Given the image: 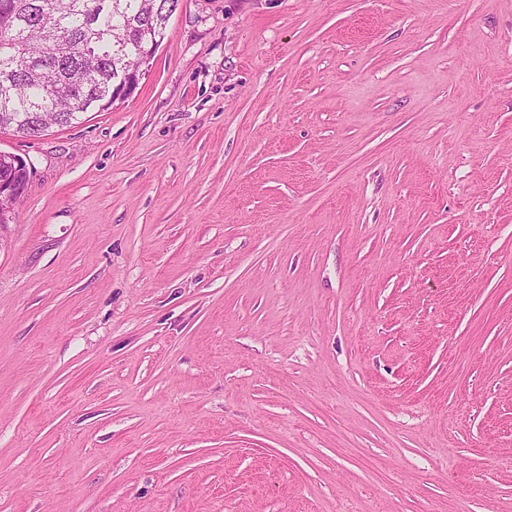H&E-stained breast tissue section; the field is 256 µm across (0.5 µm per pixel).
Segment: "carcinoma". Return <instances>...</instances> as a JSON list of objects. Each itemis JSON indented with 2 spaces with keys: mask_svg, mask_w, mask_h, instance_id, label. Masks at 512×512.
Wrapping results in <instances>:
<instances>
[{
  "mask_svg": "<svg viewBox=\"0 0 512 512\" xmlns=\"http://www.w3.org/2000/svg\"><path fill=\"white\" fill-rule=\"evenodd\" d=\"M172 0H0V130L36 138L118 100L117 77L148 66ZM30 171L0 153V181Z\"/></svg>",
  "mask_w": 512,
  "mask_h": 512,
  "instance_id": "obj_1",
  "label": "carcinoma"
}]
</instances>
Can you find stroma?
<instances>
[{"label":"stroma","instance_id":"stroma-1","mask_svg":"<svg viewBox=\"0 0 512 512\" xmlns=\"http://www.w3.org/2000/svg\"><path fill=\"white\" fill-rule=\"evenodd\" d=\"M0 151V512H512V0H179ZM13 157L14 156L10 154L0 153V181H8L12 183L28 182L30 171H28L27 167H29V165L23 158L15 156L17 165H24L26 166V169L23 167H17Z\"/></svg>","mask_w":512,"mask_h":512}]
</instances>
